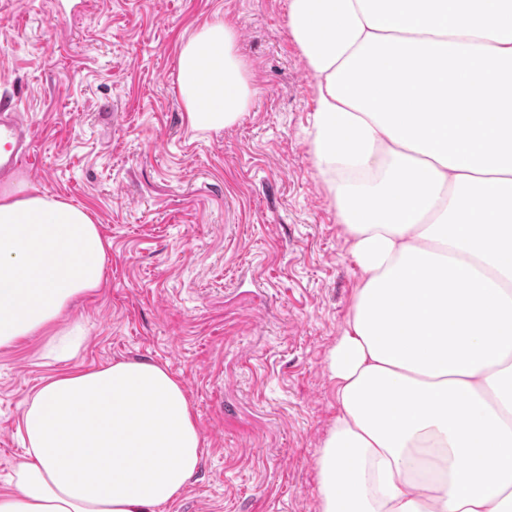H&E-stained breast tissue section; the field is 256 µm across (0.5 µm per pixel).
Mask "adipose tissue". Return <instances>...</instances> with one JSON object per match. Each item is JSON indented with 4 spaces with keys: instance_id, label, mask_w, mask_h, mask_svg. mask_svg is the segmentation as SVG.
I'll list each match as a JSON object with an SVG mask.
<instances>
[{
    "instance_id": "ef3b65f1",
    "label": "adipose tissue",
    "mask_w": 512,
    "mask_h": 512,
    "mask_svg": "<svg viewBox=\"0 0 512 512\" xmlns=\"http://www.w3.org/2000/svg\"><path fill=\"white\" fill-rule=\"evenodd\" d=\"M314 79L307 141L360 280L328 370L320 512H512V0H289ZM223 21L178 55L190 130L255 90ZM90 211L0 186V348L100 288ZM0 512H159L202 434L179 381L122 361L48 378Z\"/></svg>"
}]
</instances>
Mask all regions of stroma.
<instances>
[{
	"label": "stroma",
	"mask_w": 512,
	"mask_h": 512,
	"mask_svg": "<svg viewBox=\"0 0 512 512\" xmlns=\"http://www.w3.org/2000/svg\"><path fill=\"white\" fill-rule=\"evenodd\" d=\"M0 96L35 133L18 176L86 206L104 279L56 327L0 348V494L24 455L25 405L60 371L57 329L86 334L69 368L164 367L200 427L201 464L163 512H319L317 459L338 413L328 357L359 272L309 154L313 78L288 0H0ZM238 32L256 96L194 132L179 49L203 22Z\"/></svg>",
	"instance_id": "35a3bbf8"
}]
</instances>
